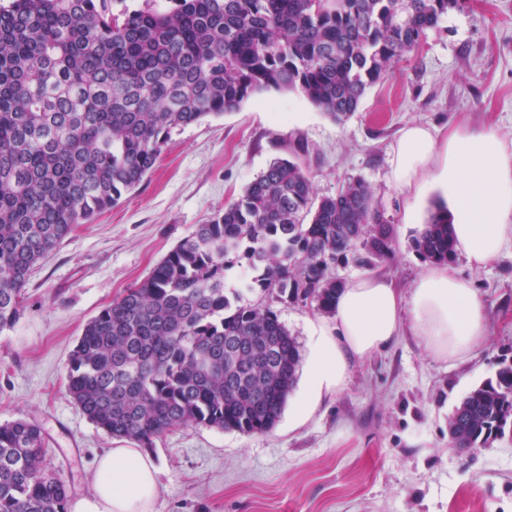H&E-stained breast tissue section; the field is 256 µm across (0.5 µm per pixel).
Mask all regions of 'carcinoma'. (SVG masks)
Returning a JSON list of instances; mask_svg holds the SVG:
<instances>
[{
  "mask_svg": "<svg viewBox=\"0 0 512 512\" xmlns=\"http://www.w3.org/2000/svg\"><path fill=\"white\" fill-rule=\"evenodd\" d=\"M460 0H0V331L22 312L36 264L153 170L171 132L269 90L295 91L338 123ZM394 225L359 178L317 197L299 163L276 159L206 224L83 327L66 384L106 434L149 448L195 425L272 430L302 355L276 303L332 313L336 265L390 258ZM451 263L448 210L411 240ZM254 273L258 300L224 295ZM459 448L512 438V361L448 419ZM41 427L0 425V512H67Z\"/></svg>",
  "mask_w": 512,
  "mask_h": 512,
  "instance_id": "obj_1",
  "label": "carcinoma"
}]
</instances>
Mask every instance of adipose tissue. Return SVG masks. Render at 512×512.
Listing matches in <instances>:
<instances>
[{"label":"adipose tissue","mask_w":512,"mask_h":512,"mask_svg":"<svg viewBox=\"0 0 512 512\" xmlns=\"http://www.w3.org/2000/svg\"><path fill=\"white\" fill-rule=\"evenodd\" d=\"M390 178L417 198L440 194L455 248L471 268L512 252V145L493 125L464 121L444 137L422 125L406 126L393 148ZM407 333L434 361L465 362L487 341L483 300L450 264L425 267L405 294L378 274L346 281L333 313L310 325L295 419L305 420L341 392L352 363ZM158 474L143 449H108L94 461L90 493L76 499L71 512H153Z\"/></svg>","instance_id":"ef3b65f1"}]
</instances>
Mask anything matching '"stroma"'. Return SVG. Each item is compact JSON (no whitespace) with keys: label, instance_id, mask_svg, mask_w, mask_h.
Listing matches in <instances>:
<instances>
[{"label":"stroma","instance_id":"1","mask_svg":"<svg viewBox=\"0 0 512 512\" xmlns=\"http://www.w3.org/2000/svg\"><path fill=\"white\" fill-rule=\"evenodd\" d=\"M493 122L512 141V0H469L427 31L418 51L367 90L345 123L295 92L270 90L219 118L172 131L140 187L95 223L77 225L33 270L13 329L0 332V424L27 419L48 441L46 466L89 493L98 454L119 447L78 409L66 367L84 324L206 223L277 158L301 157L318 195L360 178L396 229L378 264L409 290L425 266L411 238L436 197L405 221L409 199L390 181L401 130L444 132L459 118ZM454 266L483 298L487 345L457 365L428 357L410 335L354 363L348 385L301 425L264 434L184 426L156 439L154 512H512V441L461 450L448 418L512 360V252L480 269Z\"/></svg>","mask_w":512,"mask_h":512}]
</instances>
